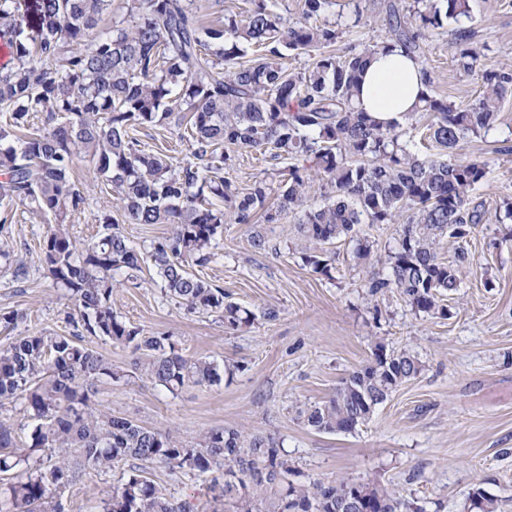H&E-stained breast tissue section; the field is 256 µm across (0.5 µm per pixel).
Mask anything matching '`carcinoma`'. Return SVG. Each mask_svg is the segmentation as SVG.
<instances>
[{
    "mask_svg": "<svg viewBox=\"0 0 512 512\" xmlns=\"http://www.w3.org/2000/svg\"><path fill=\"white\" fill-rule=\"evenodd\" d=\"M472 2L413 0L407 15L390 4L386 38L338 55L331 47L342 31L327 16L335 0H304L295 21L275 12V0H250L241 19L231 15L219 25L200 21L195 0H131L127 19L106 29L101 22L111 0H0V43L7 50L0 63V199L49 224L46 277L78 307L69 334H28L0 347V401L26 395L37 421L23 448L12 425L0 422V475L8 476L0 512H68L67 486L129 458L141 465L103 512H206L190 500H171L148 480L144 466L153 463L220 474L224 503L234 512H337L345 493L366 498L369 512H423L381 484H294L287 480L288 458L268 435L224 428L179 441L92 408L95 382H119L126 374L84 338L132 347L135 373L173 394L220 382L214 362L186 358L171 336L119 319L112 308L116 274L139 272L148 258L171 299L218 313L230 328L246 325L252 313L226 301L224 289L192 267L214 262L223 225L257 217L267 224L291 217L306 241L320 245L353 236L360 224L400 225L386 259L389 274L370 277L368 293L395 289L412 309L447 316L442 297L458 291L471 257L460 245L453 261H443L442 241L465 239L486 216L470 192L487 163L459 160L454 151L491 129L512 97V69H481L482 52L469 31L454 30L456 71L480 78L484 91L465 107L429 93L420 99L417 112L428 115L440 149L427 157L399 142L398 125L361 111L355 91L373 53L398 46L424 58L420 35L470 18ZM287 51L314 61L290 72L282 63ZM176 112L189 155L146 150L139 130L163 125ZM38 113L49 127L33 129ZM253 152L293 161L280 173L273 205L265 179L241 191L223 176L234 154ZM79 162L93 166L126 221L168 224L170 236L145 254L112 228L115 219L106 213L96 238L77 240L69 219L87 201L73 176ZM316 179L323 202L312 207L307 198ZM304 260L330 275L327 254L306 252ZM420 372L410 349L389 352L377 344L328 401L299 416L319 432H353ZM45 448L46 465L34 457ZM267 469L277 483L256 479ZM472 508L497 512V500L478 491Z\"/></svg>",
    "mask_w": 512,
    "mask_h": 512,
    "instance_id": "cac0c4a2",
    "label": "carcinoma"
}]
</instances>
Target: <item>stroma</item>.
<instances>
[{"mask_svg": "<svg viewBox=\"0 0 512 512\" xmlns=\"http://www.w3.org/2000/svg\"><path fill=\"white\" fill-rule=\"evenodd\" d=\"M391 3L402 8L410 0H378L374 6L368 0H336L329 14L342 32L336 51L355 52L382 40ZM462 25L481 48L484 68H512V0H474ZM424 45L430 93L462 106L472 102L482 83L458 75L452 27L428 32ZM457 157L487 160L472 199L483 204L488 217L466 239L473 263L458 291L443 300L448 316L416 312L395 290L369 296L368 276L384 272L398 225H361L362 237L373 244L367 264L356 259L353 241H336L333 269L324 276L303 263L293 220L228 224L215 262L199 274L222 287L227 300L252 311L250 324L232 330L218 314L188 312L165 295L151 267L115 288L112 307L125 321L173 336L182 355L229 366L230 374L216 385L171 393L132 374L130 347L91 336L89 346L126 373L117 383L98 381L91 406L181 441L224 427L269 434L287 454L298 483L381 484L425 512H470L472 494L480 490L497 499L498 512H512V223L494 218L512 203V98L492 129L461 143ZM284 166L245 154L235 157L224 176L241 189L259 178L274 185ZM74 176L88 204L71 217L70 230L86 241L100 231L99 217L111 210L112 198L89 164L78 163ZM6 227L27 276L17 281L0 267V316H20L13 329L0 327V345L31 333L68 331L74 302L52 288L41 264L47 224L16 205ZM255 233L265 237V250L252 247ZM378 343L410 347L422 365L420 374L399 386L355 433L306 427L299 409L328 401ZM129 471V463L122 462L66 489L70 512H95ZM148 475L174 500L224 506L221 487L210 475L162 464L151 466Z\"/></svg>", "mask_w": 512, "mask_h": 512, "instance_id": "stroma-1", "label": "stroma"}]
</instances>
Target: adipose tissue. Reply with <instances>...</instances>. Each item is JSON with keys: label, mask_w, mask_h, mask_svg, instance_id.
<instances>
[{"label": "adipose tissue", "mask_w": 512, "mask_h": 512, "mask_svg": "<svg viewBox=\"0 0 512 512\" xmlns=\"http://www.w3.org/2000/svg\"><path fill=\"white\" fill-rule=\"evenodd\" d=\"M428 79L421 63L403 50L378 51L362 75L358 103L380 120L401 122L415 111Z\"/></svg>", "instance_id": "obj_1"}]
</instances>
